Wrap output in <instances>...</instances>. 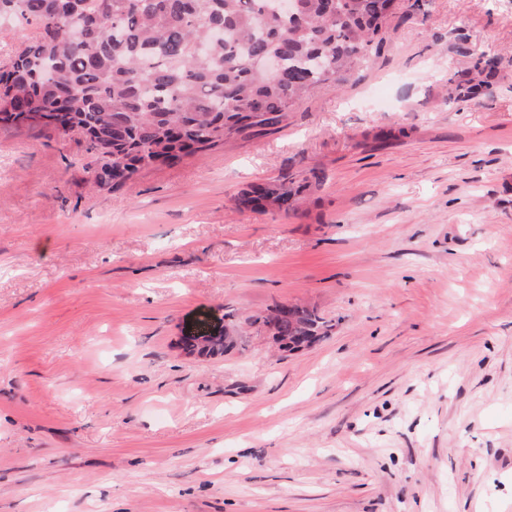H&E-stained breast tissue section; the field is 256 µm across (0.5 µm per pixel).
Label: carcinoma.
<instances>
[{"instance_id": "carcinoma-1", "label": "carcinoma", "mask_w": 512, "mask_h": 512, "mask_svg": "<svg viewBox=\"0 0 512 512\" xmlns=\"http://www.w3.org/2000/svg\"><path fill=\"white\" fill-rule=\"evenodd\" d=\"M395 0H299V16L267 13V0H0L35 29L0 66V125L20 128L40 112L38 132L77 130L96 183L121 187L136 172L216 147L224 138L275 125L294 102L345 83L375 43ZM269 56L283 74L263 68ZM292 190L254 185L235 202L289 211ZM295 351L328 334L314 309L265 320ZM239 343L219 335L209 355Z\"/></svg>"}]
</instances>
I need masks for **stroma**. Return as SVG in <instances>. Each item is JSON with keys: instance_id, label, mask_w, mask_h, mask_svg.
I'll return each instance as SVG.
<instances>
[{"instance_id": "35a3bbf8", "label": "stroma", "mask_w": 512, "mask_h": 512, "mask_svg": "<svg viewBox=\"0 0 512 512\" xmlns=\"http://www.w3.org/2000/svg\"><path fill=\"white\" fill-rule=\"evenodd\" d=\"M381 37L118 189L0 128V512H512V0H396ZM286 174L295 210L236 206ZM285 302L328 336L280 350ZM214 329L206 328L191 336H183L180 340V348L183 354L188 357L205 356L203 352L209 346L212 335L216 334Z\"/></svg>"}]
</instances>
